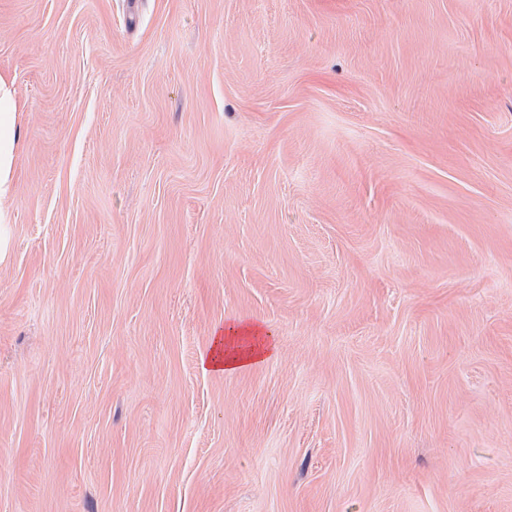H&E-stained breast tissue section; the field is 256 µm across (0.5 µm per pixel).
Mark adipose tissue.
Segmentation results:
<instances>
[{"instance_id":"obj_1","label":"adipose tissue","mask_w":512,"mask_h":512,"mask_svg":"<svg viewBox=\"0 0 512 512\" xmlns=\"http://www.w3.org/2000/svg\"><path fill=\"white\" fill-rule=\"evenodd\" d=\"M21 119L13 81L0 74V197L16 190L14 169ZM277 352L275 338L261 325L235 319L214 327L212 347L203 363L210 370L236 374L268 362Z\"/></svg>"}]
</instances>
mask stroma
<instances>
[{"label": "stroma", "instance_id": "stroma-1", "mask_svg": "<svg viewBox=\"0 0 512 512\" xmlns=\"http://www.w3.org/2000/svg\"><path fill=\"white\" fill-rule=\"evenodd\" d=\"M0 73V512H512V0H0ZM22 114L12 79L0 74V197L16 191L14 169ZM277 352L275 338L260 324L235 319L214 327L210 354L202 364L205 370L236 374L268 362Z\"/></svg>", "mask_w": 512, "mask_h": 512}]
</instances>
